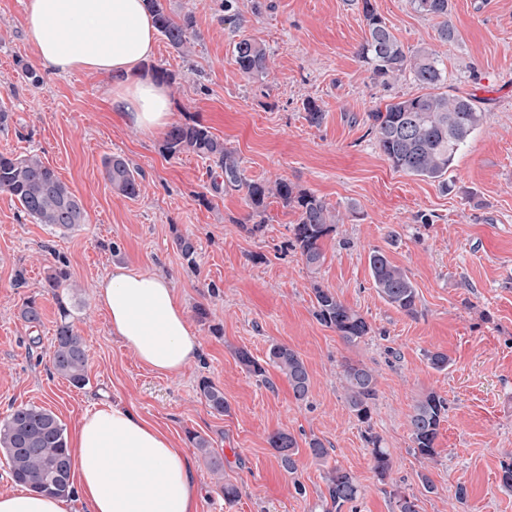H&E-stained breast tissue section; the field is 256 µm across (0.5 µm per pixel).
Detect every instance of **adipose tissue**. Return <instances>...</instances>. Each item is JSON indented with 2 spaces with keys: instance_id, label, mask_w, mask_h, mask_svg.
Segmentation results:
<instances>
[{
  "instance_id": "1",
  "label": "adipose tissue",
  "mask_w": 512,
  "mask_h": 512,
  "mask_svg": "<svg viewBox=\"0 0 512 512\" xmlns=\"http://www.w3.org/2000/svg\"><path fill=\"white\" fill-rule=\"evenodd\" d=\"M25 32L48 73L128 75L155 51L156 29L142 0H27ZM112 108L146 131L170 118L165 88L150 80L118 84ZM94 304L110 329L154 372L196 362L200 345L162 274L116 264ZM76 498L0 492V512H197L200 485L168 432L135 409L107 405L85 414L72 442Z\"/></svg>"
}]
</instances>
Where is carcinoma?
Listing matches in <instances>:
<instances>
[{"instance_id": "cac0c4a2", "label": "carcinoma", "mask_w": 512, "mask_h": 512, "mask_svg": "<svg viewBox=\"0 0 512 512\" xmlns=\"http://www.w3.org/2000/svg\"><path fill=\"white\" fill-rule=\"evenodd\" d=\"M361 2L368 35L359 45L357 55L368 66L372 79L387 83L407 73L421 89L419 94L394 97L384 107L368 112L370 133L380 153L395 170L446 187L448 171L456 155L481 125L483 113L471 98L442 90L445 71L437 51L405 49L373 8L371 0ZM409 5L419 14L440 19V42L456 39L457 31L448 20L450 0H409ZM146 6L154 14L157 30L169 46L184 54V49L196 37L194 16L190 13L174 16L163 7L161 0H146ZM232 52L235 64L246 77L258 79L266 74L269 55L262 43L242 35L233 42ZM304 112L312 126L321 125L325 119L321 106L313 100L304 104ZM165 146L171 155L192 153L214 164L221 171L224 190L246 191L247 205L255 216L265 212L272 197L298 210L297 222L290 228L294 247L300 251L307 267L315 269L321 265L324 258L321 242L336 231L338 223L336 212L321 198L286 179L273 183L246 179L240 156L198 121L173 123L165 133ZM103 170L113 191L129 198L139 195V173L124 158L106 157ZM0 192L17 200L38 224L65 231L86 221L81 202L37 154L0 153ZM175 245L188 263H194L197 244L190 236H176ZM368 264L380 297L401 312L415 314L417 289L407 272L392 263L379 248L369 252ZM46 286L56 297L59 311L50 358L51 372L80 388L87 380V351L63 300L62 291L72 287L70 272L64 266L53 267L46 277ZM312 292L315 318L336 330L343 341L354 344L369 335L371 327L367 320L344 305L335 292L318 283L313 284ZM20 317L32 328L41 324L42 309L34 298L22 303ZM237 359L249 373L264 376L265 367L247 350H238ZM267 360L285 375L296 400L308 398L309 372L297 351L285 344H274ZM343 380L350 411L359 422L370 424L377 396L375 374L361 363L347 362L343 365ZM198 394L213 412L222 415L229 411L224 391L210 379L199 380ZM447 412V399L435 392L416 401L409 415L415 454L424 459L436 456L435 441ZM366 439L372 444V468L384 479L391 470L390 454L370 427L366 429ZM188 440L213 473L224 470V462L211 452L209 438L193 433ZM268 443L278 453L280 466L289 473L296 472L298 445L295 438L278 431L269 437ZM0 455L12 479L29 490L54 497H69L74 493L65 428L52 411L32 404L11 408L0 420ZM326 482L336 512H341L344 505L354 502L360 495L355 477L340 467L328 471Z\"/></svg>"}]
</instances>
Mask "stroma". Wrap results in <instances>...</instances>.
<instances>
[{
    "label": "stroma",
    "instance_id": "stroma-1",
    "mask_svg": "<svg viewBox=\"0 0 512 512\" xmlns=\"http://www.w3.org/2000/svg\"><path fill=\"white\" fill-rule=\"evenodd\" d=\"M25 2L0 0V101L12 115L0 152L38 154L81 201L86 222L70 231L35 223L0 193V418L33 403L70 431L104 405L133 407L187 453L204 489L198 512H330L325 476L335 466L360 486L342 512H397L396 489L414 496L419 512H512V490L501 483V465L512 461V0H451L458 38L448 44L438 39L437 19L407 0H372L405 48L437 50L448 90L485 112L445 189L395 171L368 130L372 108L418 88L406 76L372 80L357 56L366 26L352 0H264L258 17L252 0H236L237 30L224 24L222 0H162L168 12L193 13L197 36L186 58L158 39L140 77L156 67L171 72V121L209 127L241 157L246 179H287L336 211L340 222L314 271L291 245L296 210L270 199L262 232L248 234L254 218L244 192L215 191L208 161L167 155L164 131L144 132L112 112L110 82L78 71L42 74L36 86L26 81L20 66L37 58L24 33ZM242 34L267 49L262 78H245L234 62ZM309 99L325 113L321 126L305 119ZM112 154L140 172L136 198L105 180L102 161ZM179 234L196 241V266L177 251ZM376 247L414 282L416 315L374 288L368 254ZM55 264L71 273L68 301L87 349L88 382L80 389L49 371L58 306L45 277ZM115 264L171 280L202 360L160 375L111 335L93 295ZM316 283L360 313L371 333L349 344L321 324L313 314ZM30 296L43 312L37 328L20 317ZM199 304L207 321L194 314ZM276 343L306 362L307 400H295L277 369L260 379L236 357L244 349L265 360ZM436 351L447 353L446 370L429 366ZM349 361L378 380L367 425L346 403L342 366ZM203 377L223 389L229 413L213 414L200 399ZM431 391L447 399L448 417L430 461L413 452L409 416ZM369 429L391 455L383 480L372 469ZM277 431L299 445L296 473L281 468L268 443ZM194 432L223 459V478L192 448ZM313 438L324 443L326 459L310 455ZM222 481L238 487L234 504H225Z\"/></svg>",
    "mask_w": 512,
    "mask_h": 512
}]
</instances>
